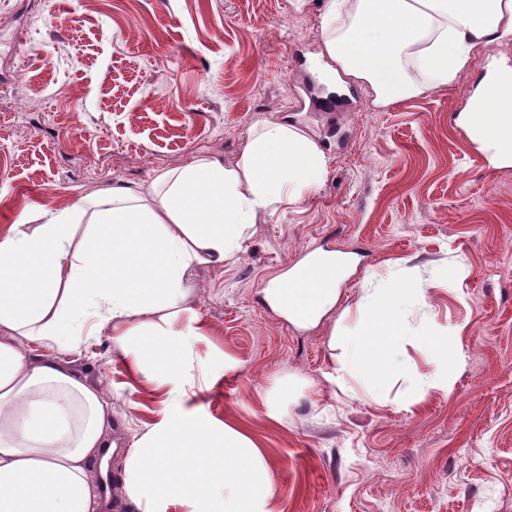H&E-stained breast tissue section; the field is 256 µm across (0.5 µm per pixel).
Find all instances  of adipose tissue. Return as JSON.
<instances>
[{
	"label": "adipose tissue",
	"instance_id": "obj_1",
	"mask_svg": "<svg viewBox=\"0 0 512 512\" xmlns=\"http://www.w3.org/2000/svg\"><path fill=\"white\" fill-rule=\"evenodd\" d=\"M323 52L385 107L454 83L474 50L512 34V0H326ZM490 68L458 125L492 164L512 165V96L487 94ZM328 162L294 122L257 121L238 160L197 157L149 182L113 183L64 210L44 205L0 233V512H98L94 463L112 444V403L63 356L108 333L127 368L162 395L157 421L133 435L120 497L136 512H270L276 486L264 450L241 425L187 408L191 355L179 325L199 266L223 267L247 232L317 190ZM342 264L272 279L263 296L294 326L322 323ZM424 294L398 280L366 289L363 323L340 342L328 382L357 375L378 397L448 389L447 364L423 376L401 350L413 337L447 353L448 337L413 331L404 309ZM47 348L44 356L31 345Z\"/></svg>",
	"mask_w": 512,
	"mask_h": 512
}]
</instances>
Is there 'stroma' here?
Instances as JSON below:
<instances>
[{
    "mask_svg": "<svg viewBox=\"0 0 512 512\" xmlns=\"http://www.w3.org/2000/svg\"><path fill=\"white\" fill-rule=\"evenodd\" d=\"M325 0H0V228L24 211L63 209L85 190L148 180L199 155L234 163L260 119L293 118L318 139L328 175L265 216L224 268L190 285L194 397L249 429L279 488L273 512H512V166L449 118L512 38L476 53L456 83L380 108L347 81L351 109L314 112L303 87L323 51ZM345 256L331 314L299 329L261 291L311 253ZM424 289L406 319L457 333L464 361L449 391L384 401L326 383L332 331L360 322L370 275ZM112 401L113 439L158 417L161 398L108 335L70 353ZM303 388L282 421L275 378ZM299 389L296 381L290 377H278L274 380V385L267 396L268 416L274 420L283 418L281 402L292 396Z\"/></svg>",
    "mask_w": 512,
    "mask_h": 512,
    "instance_id": "1",
    "label": "stroma"
}]
</instances>
